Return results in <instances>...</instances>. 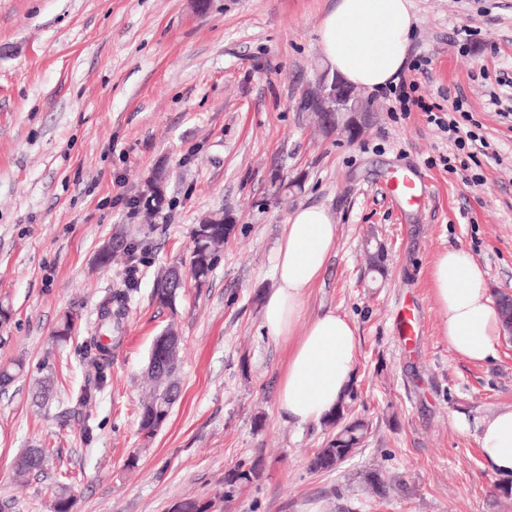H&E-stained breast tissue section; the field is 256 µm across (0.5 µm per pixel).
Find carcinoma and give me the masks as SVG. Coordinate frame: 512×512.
<instances>
[{
	"mask_svg": "<svg viewBox=\"0 0 512 512\" xmlns=\"http://www.w3.org/2000/svg\"><path fill=\"white\" fill-rule=\"evenodd\" d=\"M168 173L165 169L156 170L146 183V189L142 197L147 202L146 217H151L153 210L157 209L162 202L158 187L166 184ZM235 225L232 215L223 212L222 221L217 224L196 225L192 231L193 247L189 253L188 260L184 262L191 279L199 287L205 285L212 270L216 265L219 253L224 251V244L229 240ZM120 243L110 250L99 249L96 262L101 267L109 265L112 257L118 251L127 255H134L137 246L116 236ZM369 270L379 275L384 274L382 259L384 249L382 244L366 248ZM179 286H175L168 280V272H162L157 278L154 297L156 302L165 307L175 304ZM126 294H116L104 301L100 313L102 333L91 338L86 345L87 356L90 364L96 369L97 380L92 386L81 389L76 396L75 405L72 410L73 416H81L87 410L88 405L97 398L100 387L105 382L104 369L109 364L106 353L112 346V316L120 315V311H112V303L123 304ZM499 314L505 331L512 330V297L502 295L498 301ZM76 327V317L65 316L58 324L55 331V338L59 342H66L71 338ZM179 360L174 359L165 364L166 377L162 378L153 373L149 374L154 388L150 396L142 402L139 414V428L145 432L147 437H152L167 420L171 408L176 402L172 381L178 368ZM23 369V363L17 361L9 365L0 366V387L9 386ZM325 427L332 429L330 436L322 448L314 454L310 461V468L315 472H330L338 468L355 451L362 447L368 434L369 424L359 418H352L348 415L345 402H340L336 409L323 419ZM48 454L46 448H28L16 459L14 469L18 478L24 479L27 476L39 472ZM260 464L257 461L247 463L245 461L236 464L224 474V493L215 500L201 502L197 499L186 498L177 503L178 509L175 512H209L219 507L224 500L233 496L236 490L259 477ZM56 512H73L74 496L71 494L69 485L62 483L58 486L55 499Z\"/></svg>",
	"mask_w": 512,
	"mask_h": 512,
	"instance_id": "1",
	"label": "carcinoma"
}]
</instances>
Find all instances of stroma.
Masks as SVG:
<instances>
[{"instance_id": "obj_1", "label": "stroma", "mask_w": 512, "mask_h": 512, "mask_svg": "<svg viewBox=\"0 0 512 512\" xmlns=\"http://www.w3.org/2000/svg\"><path fill=\"white\" fill-rule=\"evenodd\" d=\"M336 0H0V363L23 360L0 389V502L52 512L71 475L74 512H170L224 490L238 462L261 476L224 512H512L479 450L478 424L512 404V338L483 363L459 356L442 330L430 271L461 248L485 273L491 299L512 295V0H411L418 23L408 58L427 57V103L463 105V130L489 145L467 184L448 173L452 147L424 113L394 114L367 92L372 122L354 142L322 135L299 109L326 67L318 28ZM479 33L468 44L457 27ZM170 179L157 215L130 208L157 168ZM411 171L430 193L401 206L384 188ZM324 207L338 226L322 281L308 289L301 325L326 310L357 339L349 413L371 426L365 447L338 470L309 462L330 434L286 421L277 385L288 347L262 326L275 286L273 254L289 215ZM230 212L235 231L209 281L192 279L171 308L155 279L187 259L192 229ZM138 246L95 267L115 233ZM386 247L370 273L365 240ZM129 290L121 339L89 409L93 441L62 413L95 370L81 346L102 302ZM416 335L404 343L398 314ZM78 316L64 345L54 332ZM182 338L180 397L152 437L139 431L144 374L157 336ZM52 394L35 396L46 373ZM52 454L18 483L25 449ZM380 470L385 498L361 488Z\"/></svg>"}]
</instances>
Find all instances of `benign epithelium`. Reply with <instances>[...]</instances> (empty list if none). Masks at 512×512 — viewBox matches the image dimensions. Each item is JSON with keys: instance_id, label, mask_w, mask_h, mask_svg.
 <instances>
[{"instance_id": "benign-epithelium-1", "label": "benign epithelium", "mask_w": 512, "mask_h": 512, "mask_svg": "<svg viewBox=\"0 0 512 512\" xmlns=\"http://www.w3.org/2000/svg\"><path fill=\"white\" fill-rule=\"evenodd\" d=\"M301 106L314 113L327 132L340 127L352 141L363 132L367 116L365 100L355 87L337 77L330 80L325 74L320 76L317 85L304 92Z\"/></svg>"}]
</instances>
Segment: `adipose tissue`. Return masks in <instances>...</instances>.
Listing matches in <instances>:
<instances>
[{"label":"adipose tissue","instance_id":"adipose-tissue-1","mask_svg":"<svg viewBox=\"0 0 512 512\" xmlns=\"http://www.w3.org/2000/svg\"><path fill=\"white\" fill-rule=\"evenodd\" d=\"M414 28L410 0H336L319 24L320 52L331 73L372 91L396 82ZM336 241L337 226L325 208L293 211L274 252L277 286L262 306L266 329L288 345L278 410L298 425L322 421L354 376L355 329L345 316L329 310L303 334L295 332L304 295L325 274ZM431 283L449 346L470 361H485L503 329L479 265L464 250L442 251L433 263ZM480 429L486 461L499 475H512V405L495 409Z\"/></svg>","mask_w":512,"mask_h":512}]
</instances>
